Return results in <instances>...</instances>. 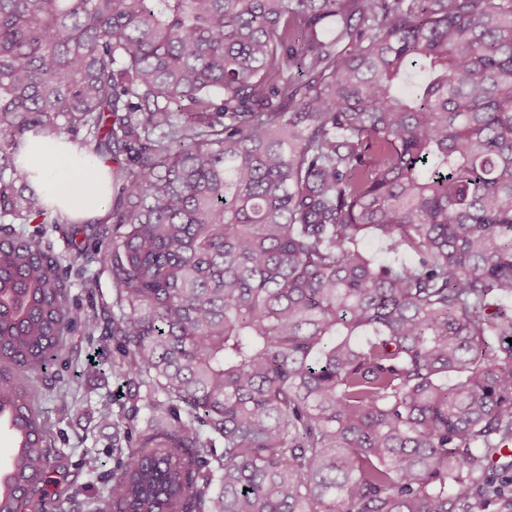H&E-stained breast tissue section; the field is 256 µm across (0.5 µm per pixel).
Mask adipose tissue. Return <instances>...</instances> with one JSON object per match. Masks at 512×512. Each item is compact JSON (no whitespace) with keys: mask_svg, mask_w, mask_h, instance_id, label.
<instances>
[{"mask_svg":"<svg viewBox=\"0 0 512 512\" xmlns=\"http://www.w3.org/2000/svg\"><path fill=\"white\" fill-rule=\"evenodd\" d=\"M67 150L62 139L45 137L32 143L21 159L40 171L42 190L67 214L87 219L103 213L107 201L96 190L95 172L71 164Z\"/></svg>","mask_w":512,"mask_h":512,"instance_id":"1","label":"adipose tissue"}]
</instances>
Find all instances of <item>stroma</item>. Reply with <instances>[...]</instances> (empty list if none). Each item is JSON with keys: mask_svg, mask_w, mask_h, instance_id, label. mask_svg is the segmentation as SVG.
Listing matches in <instances>:
<instances>
[{"mask_svg": "<svg viewBox=\"0 0 512 512\" xmlns=\"http://www.w3.org/2000/svg\"><path fill=\"white\" fill-rule=\"evenodd\" d=\"M43 239L49 240L55 255L60 256L68 271L70 298L81 309L90 307L107 309L112 305V282L108 274H100L98 287L85 288V278L91 269L83 268L73 259L69 239L61 229L52 224L40 225ZM117 344L103 339L101 334L89 335L75 331L67 341L64 352L51 361L39 380L68 392V408H60L57 401L43 404L45 417L51 425V445L59 452L71 483V499L64 505V512H87L86 503L104 488V478L115 465L114 440L120 429L115 414L127 403L131 388L118 377L113 360L118 359ZM113 398V417L100 412L103 398ZM96 457V473H88L86 457Z\"/></svg>", "mask_w": 512, "mask_h": 512, "instance_id": "35a3bbf8", "label": "stroma"}]
</instances>
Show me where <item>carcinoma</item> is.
I'll list each match as a JSON object with an SVG mask.
<instances>
[{
	"label": "carcinoma",
	"instance_id": "carcinoma-1",
	"mask_svg": "<svg viewBox=\"0 0 512 512\" xmlns=\"http://www.w3.org/2000/svg\"><path fill=\"white\" fill-rule=\"evenodd\" d=\"M63 134L95 225L20 159ZM102 321L92 512H512V0H0V512L68 501L37 376ZM27 232H33L37 229L42 233L43 240H49L53 246V253L63 258L62 265L68 270L70 287V298L74 306L81 309H90L94 307L98 312L108 309L112 305L113 288L112 282L107 273L100 274L98 288H84V279L97 273L96 267L83 269L81 261L73 260L71 244L61 229L56 228L54 224H27Z\"/></svg>",
	"mask_w": 512,
	"mask_h": 512
}]
</instances>
